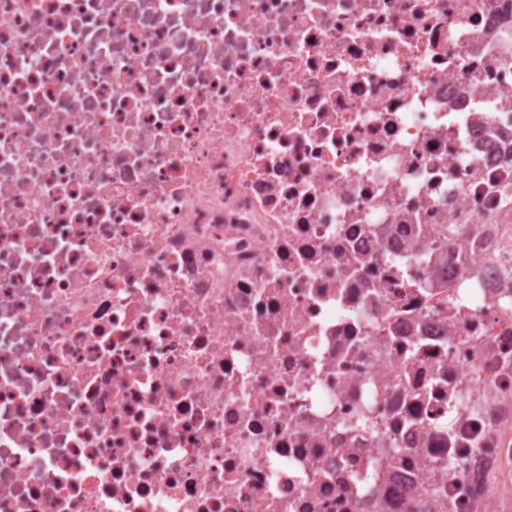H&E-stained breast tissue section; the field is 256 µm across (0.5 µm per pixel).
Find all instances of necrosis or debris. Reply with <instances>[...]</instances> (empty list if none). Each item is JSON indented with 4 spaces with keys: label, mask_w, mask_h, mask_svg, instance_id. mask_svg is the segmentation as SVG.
Segmentation results:
<instances>
[{
    "label": "necrosis or debris",
    "mask_w": 512,
    "mask_h": 512,
    "mask_svg": "<svg viewBox=\"0 0 512 512\" xmlns=\"http://www.w3.org/2000/svg\"><path fill=\"white\" fill-rule=\"evenodd\" d=\"M510 426L512 0H0V512H486Z\"/></svg>",
    "instance_id": "4bbe7bcc"
}]
</instances>
